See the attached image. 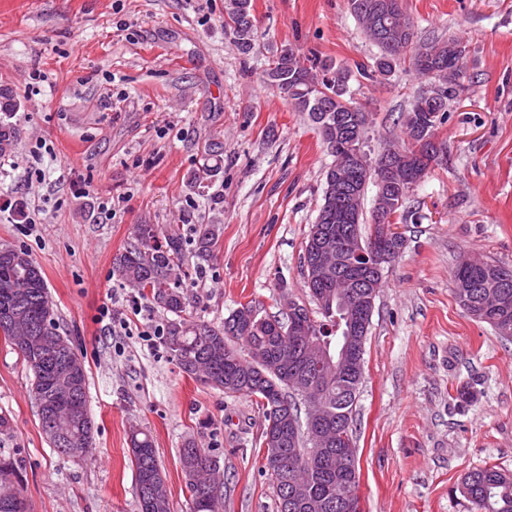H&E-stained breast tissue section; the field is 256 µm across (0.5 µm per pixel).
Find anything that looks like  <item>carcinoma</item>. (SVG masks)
Segmentation results:
<instances>
[{"label":"carcinoma","mask_w":512,"mask_h":512,"mask_svg":"<svg viewBox=\"0 0 512 512\" xmlns=\"http://www.w3.org/2000/svg\"><path fill=\"white\" fill-rule=\"evenodd\" d=\"M380 0H349L351 14L364 34L380 49L372 68L360 66L363 75L388 76L404 63L421 78L434 80L435 87L417 95L403 116L405 139L387 142L373 159L362 150L371 123L369 113L344 99L350 70L325 60L301 57L293 49L280 51L272 67L262 75L264 84L278 90L295 109L308 114L326 145L332 162L325 171V185L315 224L305 241L303 257L312 253L314 228L326 224L364 223L363 203L369 185L377 184L378 171L385 158H394L390 185L377 190L373 209V232L381 234V217L386 205L397 198L400 187L414 168L404 160L419 147L427 160L424 169L437 163L444 143L436 133L445 121L448 102L464 90L466 48L455 38H420L403 8V0H390L393 7L383 10ZM226 26L231 39L243 55L256 46V20L251 0H227ZM19 131L0 119V155L11 151ZM218 224H198L194 228L192 258L198 272L209 261L218 244ZM184 235L172 227L158 237L153 224L135 228V242L117 254L112 269L117 276L158 308L173 315L166 328L165 347L188 375L203 378L213 389L255 397L263 410L264 423L259 437L264 448V468L272 481L277 512H348L336 496V487H347L349 498L359 501L357 462L350 474L336 468L318 469L309 457L336 456V448H353V416L362 377L347 369L305 362L303 350L313 345L322 353L331 344L346 339L367 340L348 334L346 320H337L339 306L355 303L359 289L339 301L336 275L311 282L304 271V284L316 303L321 320L308 308L288 300L283 318L262 315L253 302L240 305L215 326L183 317L191 304L188 293ZM456 300L466 294L469 314L489 324L504 339H512V268L484 258L468 259L467 267L453 273ZM0 332L20 353L33 374L32 392L39 420H44L45 403L52 382L40 365L44 345H52L62 364H71L70 382L77 391L78 406L71 415L57 409L59 428L82 449L81 456L93 450L95 422L87 410L88 374L84 361L56 325L53 304L44 278L27 251L0 249ZM323 401L331 420L345 423L344 438L336 440V428L325 432V443L316 446L312 429L306 425L307 405L303 390ZM294 427L288 442L276 448L265 447L270 426ZM131 460L135 470L136 494L141 512H171L170 493L157 459L153 438L140 430L130 433ZM179 461L190 492L192 512H223L220 485L214 477L215 460L205 449L189 441L180 449ZM462 491L475 512H512V475L494 466L473 470L462 480ZM24 499L19 474L8 459H0V512H17Z\"/></svg>","instance_id":"cac0c4a2"}]
</instances>
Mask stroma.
<instances>
[{"label":"stroma","instance_id":"stroma-1","mask_svg":"<svg viewBox=\"0 0 512 512\" xmlns=\"http://www.w3.org/2000/svg\"><path fill=\"white\" fill-rule=\"evenodd\" d=\"M226 0H0V88L20 136L0 159V188L26 194L35 227L0 222V247L38 265L60 332L88 372L92 454H60L42 432L33 375L0 334V458L16 463L29 512H140L128 436L148 431L172 512H190L179 450L216 460L224 512H276L252 398L189 377L165 347L112 330L169 314L114 274L139 224H218L206 271L191 277L190 316L215 325L239 304H310L301 258L331 163L307 113L261 81L282 48L351 68L347 100L372 115L363 149L403 137L402 114L430 85L407 66L355 74L379 49L348 0H252L257 50L224 31ZM419 35L466 47L468 90L437 135L442 163L408 196L405 245L385 270L365 343L354 415L362 512H472L461 480L512 473V340L456 301L461 256L512 267V0H404ZM39 91L25 95L33 73ZM224 146L217 177L189 178L207 146ZM44 178H27L30 166ZM107 203L112 219L99 220Z\"/></svg>","mask_w":512,"mask_h":512}]
</instances>
